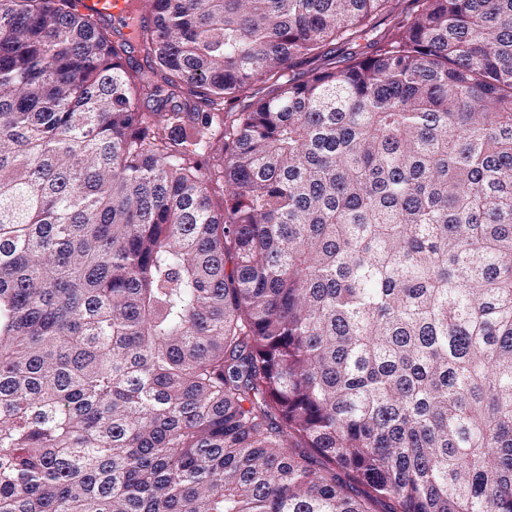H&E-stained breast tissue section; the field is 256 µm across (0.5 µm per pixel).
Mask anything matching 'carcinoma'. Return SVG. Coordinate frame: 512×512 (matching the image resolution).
<instances>
[{"label": "carcinoma", "mask_w": 512, "mask_h": 512, "mask_svg": "<svg viewBox=\"0 0 512 512\" xmlns=\"http://www.w3.org/2000/svg\"><path fill=\"white\" fill-rule=\"evenodd\" d=\"M77 2L0 0V512H512V0ZM78 4L79 9L84 13L112 19V21L104 20L110 29L127 33L121 25H114L112 22L124 23L126 21L132 9V3L129 0H80Z\"/></svg>", "instance_id": "carcinoma-1"}]
</instances>
